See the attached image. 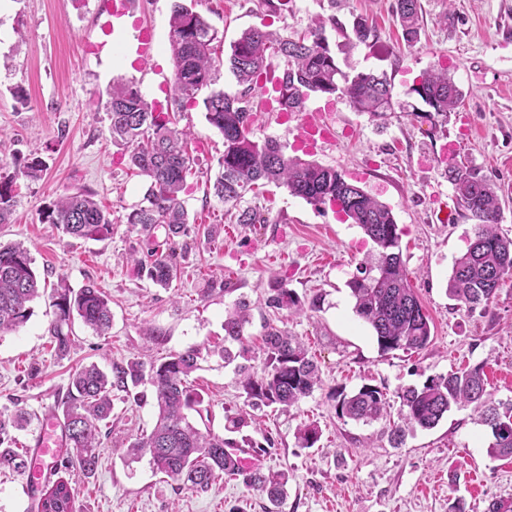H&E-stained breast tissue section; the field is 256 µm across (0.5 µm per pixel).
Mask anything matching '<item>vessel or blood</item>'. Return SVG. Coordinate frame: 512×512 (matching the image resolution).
I'll return each instance as SVG.
<instances>
[{
  "instance_id": "b4317fda",
  "label": "vessel or blood",
  "mask_w": 512,
  "mask_h": 512,
  "mask_svg": "<svg viewBox=\"0 0 512 512\" xmlns=\"http://www.w3.org/2000/svg\"><path fill=\"white\" fill-rule=\"evenodd\" d=\"M67 446L61 423L55 417H47L28 450L23 487L30 498H37L42 486L52 479L53 464L64 455Z\"/></svg>"
}]
</instances>
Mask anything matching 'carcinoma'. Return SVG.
I'll list each match as a JSON object with an SVG mask.
<instances>
[{
	"instance_id": "cac0c4a2",
	"label": "carcinoma",
	"mask_w": 512,
	"mask_h": 512,
	"mask_svg": "<svg viewBox=\"0 0 512 512\" xmlns=\"http://www.w3.org/2000/svg\"><path fill=\"white\" fill-rule=\"evenodd\" d=\"M419 0H395L393 13L408 47L420 42ZM336 28V15L318 19L310 35L291 38L261 29H248L231 45L223 61L213 56L212 44L218 32L183 0H175L169 20L168 42L173 61L170 110L156 111L134 85L120 79L113 85L107 109L112 142L126 148L130 164L146 176L150 185L141 204L126 215V223L146 232L160 224L170 242L169 252L155 258L147 277L167 288L177 277L174 252L179 238L188 234V212L179 194L184 190L191 158L186 150L188 132L176 126V114L197 103L199 92L216 82L220 66L228 64L243 90L228 95L213 90L203 99L206 121L224 138V156L213 183L214 194L237 210L235 223L263 224L257 209L242 206L245 197L260 186L273 183L292 196L320 209L334 206L356 224L374 245V252L361 265V275L347 286L354 300V312L373 330L383 355L394 351H419L432 341L430 317L425 312L399 248L400 229L389 206L376 200L334 168L315 161L290 156L275 138L254 139L251 128V95L258 78L270 67L271 59L284 60L275 87L276 101L285 112H300L312 93L340 96L357 112L384 123L392 110V85L386 74L344 72L326 36V28ZM355 46L376 38V30L358 16L353 21ZM415 92L427 110L414 116L434 127L448 119V112L460 103L462 93L448 72L425 71ZM448 179L454 185L459 205L473 221V236L467 250L454 260L448 281V296L469 310L486 309L506 279L512 278V238L499 231L500 205L494 186L479 172L451 165ZM17 175L0 173V224L9 223L16 202ZM44 218L74 238H100L112 229L111 214L90 194L75 192L61 197ZM40 295V278L28 250L20 245H0V335L15 331L30 318V303ZM266 304L275 309L321 308V296L300 297L294 290L273 283ZM55 318L48 332L55 343L57 358L69 356L74 344L72 323L79 318L96 334H107L112 312L106 295L91 282L78 290L57 292ZM250 302L239 299L224 318V343L219 355L229 365L237 359L235 372L253 408L287 409L311 396L320 386L317 365L305 344L296 336L277 329L263 339L267 366L257 377L247 362L251 349L244 338L249 323ZM201 352L190 348L144 370L132 362L109 377L95 364L84 365L71 375L63 401L62 426L68 441L69 471L89 475L98 464L101 437L112 433V391H127L128 384L148 382L154 389L157 420L148 434L129 439L127 455L135 460L145 455L157 473L181 480L190 488L204 491L225 476L242 480L267 495L271 509L287 496L288 475L266 473L261 468L243 469L229 465L224 452L236 447L226 437L193 424L187 411L201 413L204 397L187 385L188 376L198 369ZM399 423L389 437L393 447L404 444L406 432L429 430L454 408L473 407L478 421L491 433L490 452L512 457V400L495 402L488 398L484 365H468L447 374L431 376L420 387L398 392ZM389 403L383 391L363 385L351 393L341 392L336 412L355 422L369 425L388 415ZM225 430L240 432L251 415L244 411L225 416ZM27 423L18 409L9 416L0 414V470L21 472L27 456L13 448L11 430ZM297 447L312 448L320 441L315 422L302 424L295 435ZM35 512H78L69 479L60 477L43 490Z\"/></svg>"
}]
</instances>
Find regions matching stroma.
I'll return each instance as SVG.
<instances>
[{
  "mask_svg": "<svg viewBox=\"0 0 512 512\" xmlns=\"http://www.w3.org/2000/svg\"><path fill=\"white\" fill-rule=\"evenodd\" d=\"M106 0H0V170L17 174L11 223L0 224V243L27 247L37 274L50 288L66 281L79 289L94 281L109 299L112 327L96 335L75 324V344L65 359L55 355L48 326L54 317L48 293L17 331L0 337V412L21 409L28 423L17 431L27 448L46 413L61 415L72 371L97 364L104 371L131 360L157 363L190 348L224 339V315L239 299L251 303L244 335L257 353L273 327L301 339L316 361L322 385L288 411H256L246 433L255 442L272 439L264 470L288 474L281 512H448L460 497L468 512H486L491 500L512 498V459L490 454L491 435L471 409H452L439 425L416 430L392 447L390 423L364 425L339 417L335 392L369 384L391 408L397 393L431 376L484 364L494 399H512V280L486 310L471 311L447 294L452 265L465 252L473 224L466 213L447 222L455 198L448 162L476 168L502 199L499 230L512 237V0H420L423 27L408 48L392 13L393 0H295L292 13L271 15L257 0H194L196 12L217 29V57H225L251 27L285 35L306 33L320 16L336 15L341 30H327L344 71L386 74L393 108L385 124L371 121L342 98L314 94L303 111H280L274 92L255 90L256 140L268 137L298 155L335 168L387 204L402 230L400 252L419 299L431 318L432 342L419 352L381 355L372 329L353 310L348 281L372 251L371 241L333 207L315 209L285 188L265 186L249 202L261 224H237L214 194L224 139L205 119L202 106L183 112L194 160L181 199L192 220L186 249L177 253L178 275L170 287L154 286L131 256L167 253L163 228L146 235L126 222L149 181L132 169L128 153L113 144L106 108L112 83L134 81L150 101H164L173 77L168 21L174 0H134L131 21L154 31V58L137 70L123 43L105 33ZM365 16L377 37L348 47L342 34ZM433 66L448 68L463 99L447 122L433 128L417 119L425 105L412 86ZM313 120L330 126L331 139L300 143V126ZM44 168L22 176L31 159ZM88 192L110 212L112 231L103 238L75 239L43 214L64 194ZM299 296L322 295L321 311L295 313L267 307L273 280ZM188 382L204 396L199 428L224 431V415L246 405L233 366L203 356ZM150 384L115 396L112 433L103 437L99 463L89 476L74 475L81 512H267L262 492L224 478L204 492L153 470L148 458L127 460L114 439L151 430L155 420ZM317 422L315 447H297L295 431Z\"/></svg>",
  "mask_w": 512,
  "mask_h": 512,
  "instance_id": "35a3bbf8",
  "label": "stroma"
}]
</instances>
